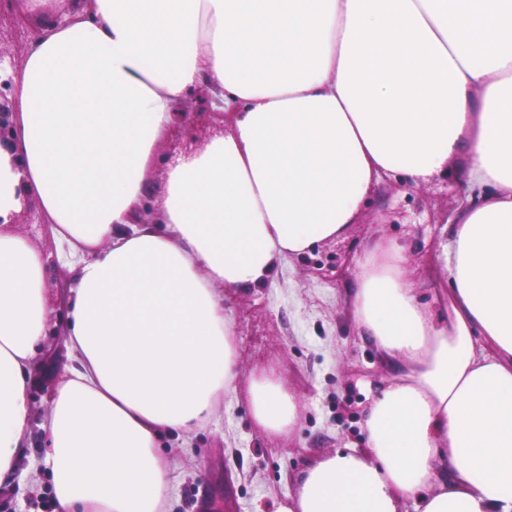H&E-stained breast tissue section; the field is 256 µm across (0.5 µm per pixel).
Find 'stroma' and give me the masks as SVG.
I'll return each mask as SVG.
<instances>
[{"label":"stroma","mask_w":512,"mask_h":512,"mask_svg":"<svg viewBox=\"0 0 512 512\" xmlns=\"http://www.w3.org/2000/svg\"><path fill=\"white\" fill-rule=\"evenodd\" d=\"M41 18L0 16V47L23 63ZM223 115L209 129L175 131L157 148L152 182L160 184L179 147H202L225 130ZM478 190L459 161L445 174L416 182L398 172L380 173L361 206L358 223L343 237L292 257L274 286L228 291L236 343V392L213 421L186 436L165 440L161 453L171 471L169 512H207L206 502L225 498L234 512H274L278 499L296 493L302 473L318 459L352 448L365 450L364 413L391 377L371 339L356 328L351 299L357 263L378 240L400 244L405 275L434 314H442L434 286L440 255L450 241L451 219ZM29 383L31 428L17 476L0 487V512H57L51 481L38 462L44 420L53 389L70 365L59 308L48 313ZM277 374L300 404L288 432L272 434L251 412L250 383Z\"/></svg>","instance_id":"1"}]
</instances>
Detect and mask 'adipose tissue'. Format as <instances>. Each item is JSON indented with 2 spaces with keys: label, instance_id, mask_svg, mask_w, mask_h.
I'll return each instance as SVG.
<instances>
[{
  "label": "adipose tissue",
  "instance_id": "ef3b65f1",
  "mask_svg": "<svg viewBox=\"0 0 512 512\" xmlns=\"http://www.w3.org/2000/svg\"><path fill=\"white\" fill-rule=\"evenodd\" d=\"M200 86L232 130L152 186ZM12 99L0 217L35 197L72 275V367L41 425L59 512H165L161 438L207 425L235 390L224 291L343 235L380 171L425 181L460 156L480 192L442 254L446 315L397 242L364 254L353 319L397 370L366 451L310 466L275 512H512V0H94L31 42ZM153 192L160 223H137ZM46 266L0 232V483L29 433ZM250 394L266 431L296 422L277 378Z\"/></svg>",
  "mask_w": 512,
  "mask_h": 512
}]
</instances>
